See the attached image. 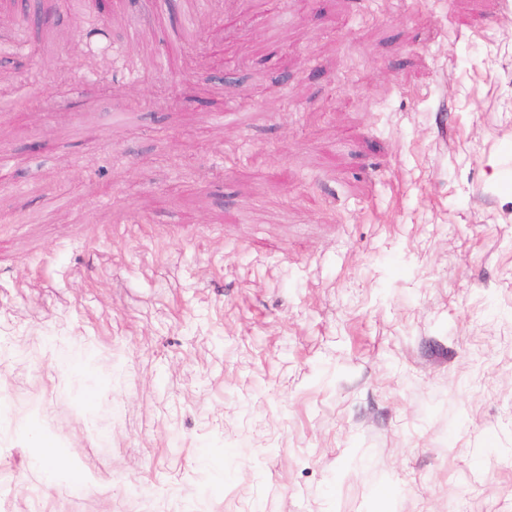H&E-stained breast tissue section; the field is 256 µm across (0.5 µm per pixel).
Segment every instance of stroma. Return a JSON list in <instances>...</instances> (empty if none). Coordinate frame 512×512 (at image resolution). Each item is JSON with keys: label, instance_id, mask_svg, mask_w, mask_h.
I'll list each match as a JSON object with an SVG mask.
<instances>
[{"label": "stroma", "instance_id": "obj_1", "mask_svg": "<svg viewBox=\"0 0 512 512\" xmlns=\"http://www.w3.org/2000/svg\"><path fill=\"white\" fill-rule=\"evenodd\" d=\"M31 8L0 512H512V0ZM150 1L149 10L137 17L135 23L127 30L126 40L127 42H137L141 35V22L148 21L155 18L164 12L171 15V6L173 0H145ZM187 6L177 10V22L171 24V30H163L161 38L165 41H180L187 45L190 35L195 27L197 17L208 8L209 0H184Z\"/></svg>", "mask_w": 512, "mask_h": 512}]
</instances>
